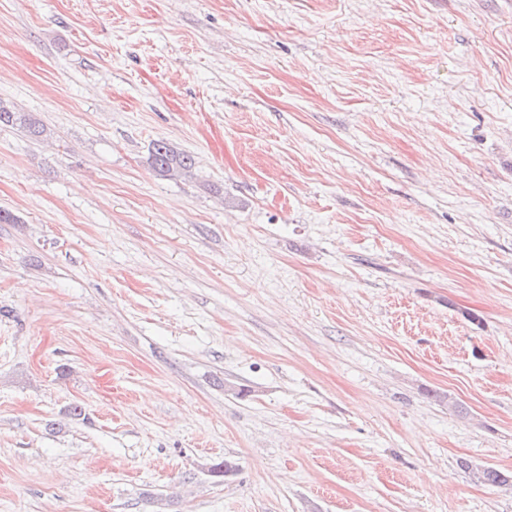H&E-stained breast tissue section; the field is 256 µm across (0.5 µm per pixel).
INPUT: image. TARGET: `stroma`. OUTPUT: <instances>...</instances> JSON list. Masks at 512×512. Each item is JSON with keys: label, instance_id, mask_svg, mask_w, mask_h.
<instances>
[{"label": "stroma", "instance_id": "obj_1", "mask_svg": "<svg viewBox=\"0 0 512 512\" xmlns=\"http://www.w3.org/2000/svg\"><path fill=\"white\" fill-rule=\"evenodd\" d=\"M0 99V512H512V0H0ZM0 127H17L33 138H41L47 134L46 128L32 114L22 112L13 104L1 99ZM149 164L164 179H177L193 175L195 158L178 149L166 140L159 139L152 143L149 151Z\"/></svg>", "mask_w": 512, "mask_h": 512}]
</instances>
